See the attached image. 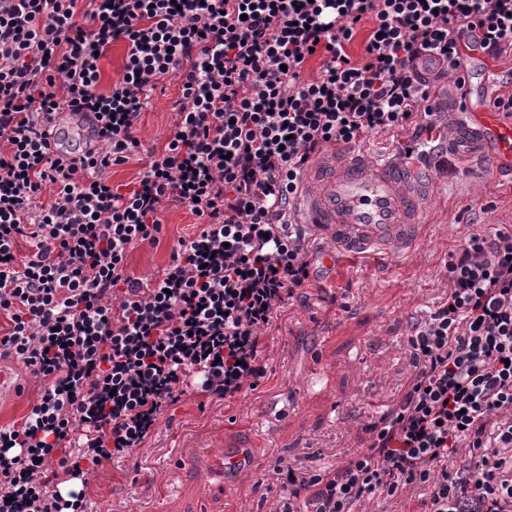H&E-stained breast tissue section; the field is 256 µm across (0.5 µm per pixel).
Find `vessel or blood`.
<instances>
[{
    "label": "vessel or blood",
    "instance_id": "obj_1",
    "mask_svg": "<svg viewBox=\"0 0 512 512\" xmlns=\"http://www.w3.org/2000/svg\"><path fill=\"white\" fill-rule=\"evenodd\" d=\"M470 96L455 140L477 148L492 175H512V117L491 100L502 75L496 59L469 50ZM303 221L348 256L401 255L427 231L423 202L438 189L431 168L389 154L346 149L310 171Z\"/></svg>",
    "mask_w": 512,
    "mask_h": 512
}]
</instances>
